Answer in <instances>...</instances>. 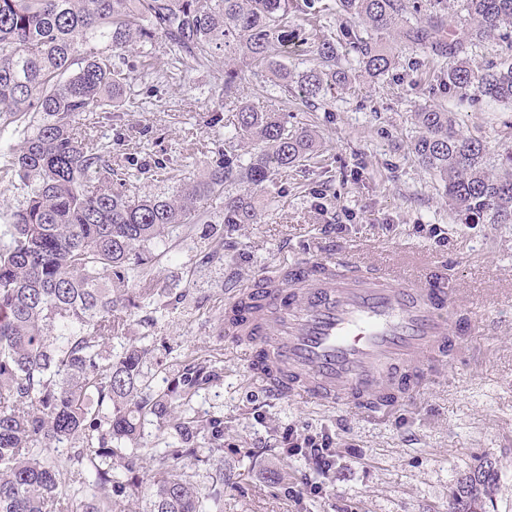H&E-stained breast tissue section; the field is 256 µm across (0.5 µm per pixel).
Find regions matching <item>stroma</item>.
Here are the masks:
<instances>
[{"instance_id": "35a3bbf8", "label": "stroma", "mask_w": 512, "mask_h": 512, "mask_svg": "<svg viewBox=\"0 0 512 512\" xmlns=\"http://www.w3.org/2000/svg\"><path fill=\"white\" fill-rule=\"evenodd\" d=\"M385 42L395 54L389 74L373 81L354 71L349 88L309 105L282 101L270 75L238 57L180 62L159 41L152 55L161 79L132 77L119 106L86 116L85 132L111 143L113 162L132 156L145 166L138 179L146 193L201 180L218 159L224 127L213 112L228 69L244 71L243 99L286 110L289 127L317 139L311 160L249 190L257 221L236 225L221 248L213 247L207 224L188 238L170 235L153 267L166 310L123 314L129 336L149 351L144 370L154 389H165L193 360L221 370L183 408L224 420L223 451L183 462L202 492L223 489L212 512H448L461 479L486 462L498 481L484 512H512V224L460 223L436 177L410 151L418 134L412 112L434 106L454 112L463 133L482 136L487 161L496 164L512 145V105L475 94L458 100L439 79L447 59L396 34ZM157 160L165 175L149 173ZM332 224L343 232H329ZM422 224L438 225L444 243L419 232ZM305 244L319 253L360 246L364 276L395 255L446 261L469 326L457 357L412 400L374 416L270 396L250 378L239 349L219 336V317L230 288L273 273ZM288 424L335 433L338 465L326 497L288 498L287 486L307 473L275 444Z\"/></svg>"}]
</instances>
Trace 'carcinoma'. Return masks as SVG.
Here are the masks:
<instances>
[{
	"instance_id": "carcinoma-1",
	"label": "carcinoma",
	"mask_w": 512,
	"mask_h": 512,
	"mask_svg": "<svg viewBox=\"0 0 512 512\" xmlns=\"http://www.w3.org/2000/svg\"><path fill=\"white\" fill-rule=\"evenodd\" d=\"M0 0V172L26 189L11 222L0 227V512H119V500L139 488L135 456L123 476L112 474L115 442L140 445L156 425L166 451L155 459L148 512H205L208 495L174 461L194 457L199 444L224 447V421L182 414L217 369L188 364L156 391L143 365L147 351L126 336L119 312L149 301L163 288L130 292V282L152 281L151 246L208 221L205 201L235 182L261 186L308 160L314 139L288 128L280 112H263L239 99L242 77L224 71V101L234 120L222 159L207 176L173 195L132 190L129 168L112 164V148L74 132L78 114L96 112L122 97L129 74L116 60L163 40L180 59L203 62L240 54L275 78L282 98L310 101L351 82L337 65L335 33L310 38L316 64L288 69L296 37L289 16L317 12L357 19L349 33L359 68L371 78L394 65L392 49L376 35L401 31L408 40L452 63L448 88L464 99L471 90L512 104V55L473 69L466 45L508 37L512 0H464L468 26L457 32L443 16L408 25V0ZM414 158L442 182L453 212L466 220L490 217L512 224V148L490 172L482 138L464 135L456 117L439 107L413 113ZM239 139L257 145L235 152ZM241 195L224 203V224H253ZM121 350L106 353L108 344ZM174 435L179 447L166 441ZM69 445L65 454L56 452ZM67 472L72 486L62 489ZM498 479L485 464L456 487L449 512H478Z\"/></svg>"
}]
</instances>
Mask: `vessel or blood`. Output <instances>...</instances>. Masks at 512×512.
Segmentation results:
<instances>
[{
    "label": "vessel or blood",
    "mask_w": 512,
    "mask_h": 512,
    "mask_svg": "<svg viewBox=\"0 0 512 512\" xmlns=\"http://www.w3.org/2000/svg\"><path fill=\"white\" fill-rule=\"evenodd\" d=\"M362 255L306 253L227 298L224 337L270 395L367 413L410 398L446 362L461 309L439 266L402 257L357 278Z\"/></svg>",
    "instance_id": "1"
}]
</instances>
